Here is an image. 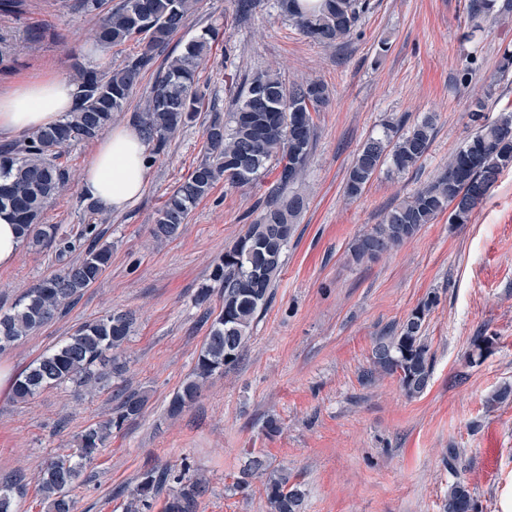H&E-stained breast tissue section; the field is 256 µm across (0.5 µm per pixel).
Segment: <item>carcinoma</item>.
<instances>
[{
    "label": "carcinoma",
    "instance_id": "carcinoma-1",
    "mask_svg": "<svg viewBox=\"0 0 512 512\" xmlns=\"http://www.w3.org/2000/svg\"><path fill=\"white\" fill-rule=\"evenodd\" d=\"M368 4L369 0H318L312 5L305 0H279V7L301 33L320 45L349 38ZM198 5L199 0H119L104 13L103 0H74L75 9L99 17L96 42L104 50L132 41L140 47V53L106 70L76 65L73 83L77 95L72 111L63 120L30 132L21 142L0 148V215L18 225L21 245L36 249L57 241L62 251L75 250V241L57 239V225L41 223L45 206L68 181L58 159L64 149L96 139L115 116L128 111L143 70L152 63L156 51L184 28ZM216 37L215 29L206 27L178 52L168 55L144 107L132 113V124L153 153H160L169 139L193 123L202 111L204 94L199 88L198 70ZM17 56L15 45L0 37V70L12 68ZM328 102L329 91L321 81L288 86L275 73H254L246 79L229 121L218 113L213 115L204 132L203 159L157 211L153 235L158 240L170 239L218 180L246 187L276 173L259 217L224 250L212 271L214 285L200 288L194 297L195 305H208L217 286L221 305L192 372L170 401L171 413L192 406L209 379L238 363L256 321L269 306L271 288L281 273L284 252L305 206L304 198L290 189L303 177L313 148L312 113ZM433 126L430 116L406 129L388 123L382 136L367 139L350 168L345 184L347 196L359 197L386 164L397 173L414 168L430 145ZM509 167L512 113H503L479 126L453 152L448 166L432 183L389 210L385 223L360 236L353 246L354 257H371L401 244L445 211L449 212L448 223H468L473 210ZM87 238L93 239V244L83 254L0 312V352L52 322L98 281L110 263L112 244L100 243V234L90 224L76 233V241ZM435 303L434 297L419 303L399 329L379 337L372 350L371 372L397 376L410 398L423 394L431 378L432 356L423 326ZM133 325L132 315L121 311L82 323L16 375L12 399L24 403L42 390L57 386L92 393L103 381L121 377L125 371L121 353ZM145 402L138 392L125 393L115 415L77 435L74 455L46 464L40 477L45 512H75L76 501L70 492L84 468L105 445L112 427L138 417ZM171 478L179 488L168 494L163 512H195L198 499L208 491V482L190 473L187 465L173 477L153 470L142 473L133 490L136 508L150 509L159 495L161 481ZM255 478L263 479L269 512H302L303 491L289 485L288 474L271 468L259 454L247 458L236 487L246 488ZM20 495L18 480H1L0 512H18ZM443 510L475 512L474 496L467 483L458 480L449 487Z\"/></svg>",
    "mask_w": 512,
    "mask_h": 512
}]
</instances>
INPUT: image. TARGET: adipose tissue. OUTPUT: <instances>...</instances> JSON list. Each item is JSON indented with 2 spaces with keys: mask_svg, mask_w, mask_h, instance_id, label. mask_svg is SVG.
<instances>
[{
  "mask_svg": "<svg viewBox=\"0 0 512 512\" xmlns=\"http://www.w3.org/2000/svg\"><path fill=\"white\" fill-rule=\"evenodd\" d=\"M77 92L67 78L52 74L0 91V135L29 132L59 122ZM147 146L137 129L109 128L83 172L81 190L103 207L126 208L143 194L148 175Z\"/></svg>",
  "mask_w": 512,
  "mask_h": 512,
  "instance_id": "ef3b65f1",
  "label": "adipose tissue"
}]
</instances>
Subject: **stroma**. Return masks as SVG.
<instances>
[{
	"mask_svg": "<svg viewBox=\"0 0 512 512\" xmlns=\"http://www.w3.org/2000/svg\"><path fill=\"white\" fill-rule=\"evenodd\" d=\"M242 18L233 0H202L180 40L212 25L219 37L200 70L204 109L155 155L143 195L121 211L88 210L80 188L96 141L68 148L64 191L43 221L74 236L95 225L112 245L103 276L74 305L16 347L0 367L19 373L32 360L105 312H132L135 333L123 379L75 397L49 388L26 403L0 389V479L22 478L21 512H42L38 475L53 456L74 452L75 436L107 419L118 389L145 395L142 414L113 430L72 491L77 512H127L138 477L182 464L208 481L196 512H267L260 480L237 490L249 451L286 468L305 493V512H442L452 483H468L477 512H512V168L504 170L469 223L447 214L374 259L355 261L351 247L387 210L432 182L451 152L475 130L470 110L489 118L512 111V0H495L472 30V0H370L354 35L315 44L276 5ZM96 20L61 0H30L0 12V36L18 43V63L0 72V90L26 78L72 77L73 63L101 68L125 62L101 51ZM274 69L286 84L322 81L328 106L314 113L318 138L300 187L307 198L284 257L271 305L239 363L207 382L191 408L173 416L169 402L191 373L212 322L194 297L214 264L259 214L268 181L244 188L217 182L179 234L151 236L167 195L201 160L212 111L228 112L244 76ZM435 117L430 146L405 173L381 170L354 200L343 193L352 161L386 122L407 127ZM66 262L56 245L20 250L0 267V308ZM436 297L424 323L433 358L428 389L407 397L396 377L365 380L379 336L398 327L423 300ZM485 338L483 356L473 342ZM280 433L267 435V419Z\"/></svg>",
	"mask_w": 512,
	"mask_h": 512,
	"instance_id": "35a3bbf8",
	"label": "stroma"
}]
</instances>
